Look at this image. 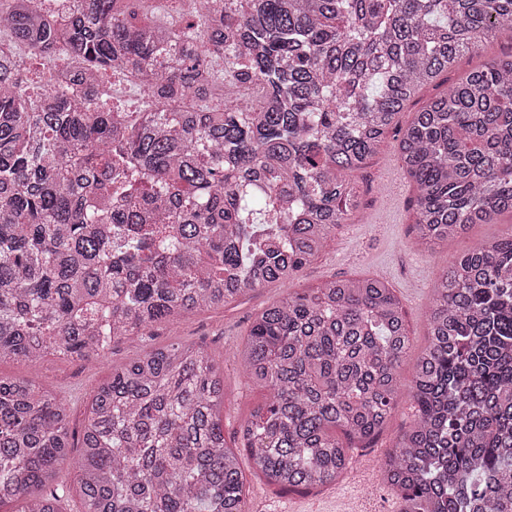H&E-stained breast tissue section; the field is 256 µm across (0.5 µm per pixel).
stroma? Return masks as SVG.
Segmentation results:
<instances>
[{
  "label": "stroma",
  "mask_w": 512,
  "mask_h": 512,
  "mask_svg": "<svg viewBox=\"0 0 512 512\" xmlns=\"http://www.w3.org/2000/svg\"><path fill=\"white\" fill-rule=\"evenodd\" d=\"M512 54V30L502 29L483 39L473 53L461 59L448 74L423 88L398 116L406 127L414 111L465 77L475 65ZM399 137L388 133L376 154L353 176L362 206L361 215L339 225L319 256L294 278L248 292L217 310L187 315L179 321L158 324L145 341L114 342L103 362L83 363L48 353L33 366L19 360L0 361V375L32 379L64 397L70 406V432L80 436L88 413L90 395L110 375L113 366L128 362L143 350L173 342L202 348L224 365V439L227 446L241 444V430L250 413L263 404L267 393L244 375L236 356L242 349L257 313L267 305L295 292H303L332 279L372 277L385 282L406 311L413 348L401 366L398 404L384 431L366 448H350L349 465L334 484L309 492H283L256 476L248 454H240L250 512H399L401 497L386 485L381 464L395 437L412 420L410 386L415 359L428 344L427 315L432 286L448 265L450 256L494 239L512 229V215L505 213L493 224L474 225L469 234L425 245L412 230L411 200L414 189L402 173Z\"/></svg>",
  "instance_id": "stroma-1"
}]
</instances>
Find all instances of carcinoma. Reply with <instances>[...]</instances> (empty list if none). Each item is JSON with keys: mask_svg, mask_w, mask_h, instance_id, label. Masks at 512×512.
Listing matches in <instances>:
<instances>
[{"mask_svg": "<svg viewBox=\"0 0 512 512\" xmlns=\"http://www.w3.org/2000/svg\"><path fill=\"white\" fill-rule=\"evenodd\" d=\"M74 2L64 21L0 0L15 43L75 70L34 98L0 58V359L32 365L96 362L291 279L358 211L352 174L419 90L512 29V0H198L180 26L132 22L133 0ZM117 70L141 77L142 111L108 105L100 77ZM399 154L421 241L512 213V56L414 112ZM428 340L383 480L400 512H512V230L448 262ZM411 347L378 279L263 308L238 357L268 391L242 429L255 470L288 492L338 481L346 444L386 428ZM223 405L211 353L151 348L93 391L72 458L65 399L0 376V507L66 512V464L77 512H249Z\"/></svg>", "mask_w": 512, "mask_h": 512, "instance_id": "cac0c4a2", "label": "carcinoma"}]
</instances>
